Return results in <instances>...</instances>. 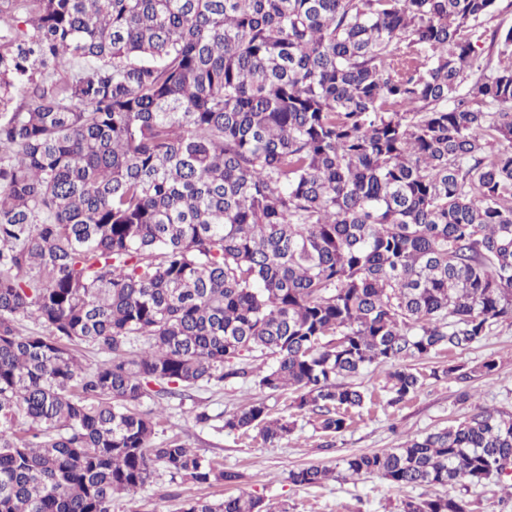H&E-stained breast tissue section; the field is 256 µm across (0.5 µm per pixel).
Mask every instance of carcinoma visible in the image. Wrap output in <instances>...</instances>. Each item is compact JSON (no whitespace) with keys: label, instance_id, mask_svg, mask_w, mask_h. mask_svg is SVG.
<instances>
[{"label":"carcinoma","instance_id":"1","mask_svg":"<svg viewBox=\"0 0 512 512\" xmlns=\"http://www.w3.org/2000/svg\"><path fill=\"white\" fill-rule=\"evenodd\" d=\"M18 2L0 0V512H112L159 468L240 479L154 445L145 399L249 378L333 436L365 401L341 379L384 364L397 404L423 386L409 361L512 324L499 0ZM65 57L87 66L35 81ZM81 344L104 359L84 366ZM257 351L274 363H234ZM496 372L489 358L429 377ZM224 428L272 443L294 422L257 399ZM506 459L512 413L481 408L342 471L405 490L501 482ZM182 512L276 510L230 495ZM399 512L468 510L407 496Z\"/></svg>","mask_w":512,"mask_h":512}]
</instances>
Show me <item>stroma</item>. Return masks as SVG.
<instances>
[{
    "mask_svg": "<svg viewBox=\"0 0 512 512\" xmlns=\"http://www.w3.org/2000/svg\"><path fill=\"white\" fill-rule=\"evenodd\" d=\"M489 358L498 362L496 374L471 379L465 386L472 398L464 404L458 400L463 385L429 377L411 398L389 404L383 391L387 368L371 365L351 379L352 384L371 394V404L354 413L350 428L333 439L316 430L312 414L293 408L291 392L264 395L252 383L239 381L220 389L210 385L193 388L184 400L163 401V411L156 417L154 444L179 439L186 447L240 473V481L199 486L161 469L135 496L115 498L112 512H181L189 498L218 501L240 493L262 498L282 512H397L403 491L377 476L354 481L341 478L342 458L399 447L406 440L464 420L479 407L512 413V325H495L470 349L439 352L417 361L415 367L428 376L433 367L448 361L474 367ZM257 397L264 398L274 415L294 421L291 434L269 444L256 428L245 434L224 430L225 416ZM201 410L209 414L208 423L195 422L194 415ZM306 465L328 467L335 476L316 486L289 482V471ZM413 494L460 498L466 501L469 512H512V495L496 482L417 488Z\"/></svg>",
    "mask_w": 512,
    "mask_h": 512,
    "instance_id": "1",
    "label": "stroma"
}]
</instances>
